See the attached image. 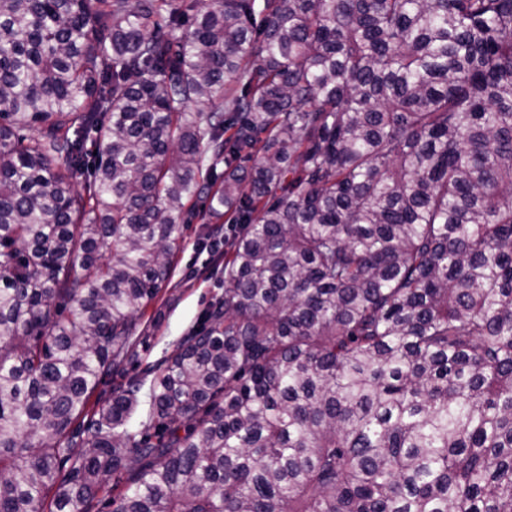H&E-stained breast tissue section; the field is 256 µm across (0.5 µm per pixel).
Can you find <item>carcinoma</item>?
<instances>
[{
  "label": "carcinoma",
  "instance_id": "cac0c4a2",
  "mask_svg": "<svg viewBox=\"0 0 512 512\" xmlns=\"http://www.w3.org/2000/svg\"><path fill=\"white\" fill-rule=\"evenodd\" d=\"M101 495L512 512V0H0V512ZM223 225L196 221L184 230V250L176 259L169 282L143 319L148 320L145 333L148 347L139 348L143 366L172 354L181 338L196 327L209 303L223 292L222 261L214 270H208L202 264L206 253L199 257L194 250L198 240L204 239L214 227Z\"/></svg>",
  "mask_w": 512,
  "mask_h": 512
}]
</instances>
